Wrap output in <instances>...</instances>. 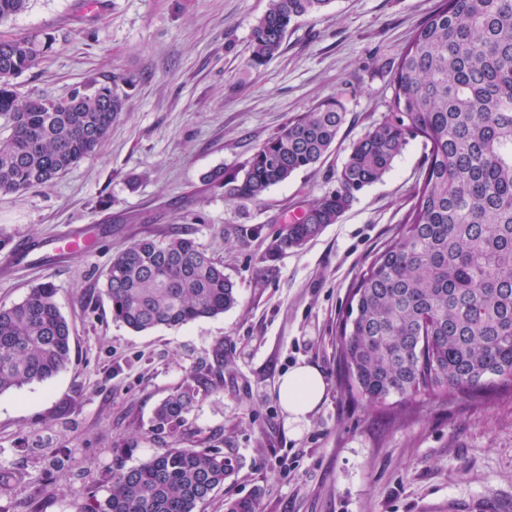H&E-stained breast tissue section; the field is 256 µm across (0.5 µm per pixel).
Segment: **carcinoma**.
I'll return each mask as SVG.
<instances>
[{"instance_id": "1", "label": "carcinoma", "mask_w": 512, "mask_h": 512, "mask_svg": "<svg viewBox=\"0 0 512 512\" xmlns=\"http://www.w3.org/2000/svg\"><path fill=\"white\" fill-rule=\"evenodd\" d=\"M332 0H268L251 34L248 66L282 47L290 25ZM29 0H0V22ZM49 42L0 40V192L44 185L93 154L124 111L114 86L67 97L23 99L13 80ZM388 112L350 146L336 189L304 202L269 242L266 257L301 248L339 221L357 193L381 180L409 141L421 138L422 182L406 223L351 289L339 357L347 391L372 404L391 397L512 396V0H440L392 72ZM346 112L324 101L255 149L230 178L205 176L225 195L257 202L292 174L319 164ZM112 319L136 332L222 314L238 303L224 266L185 234L138 239L105 273ZM43 282L0 305V392L44 381L70 360V327ZM199 389L179 387L154 414V430L177 433ZM234 471L210 445L172 446L141 465L108 472L109 495L91 512H198ZM257 512V497L226 504Z\"/></svg>"}]
</instances>
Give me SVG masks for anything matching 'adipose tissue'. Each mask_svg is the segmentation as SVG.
<instances>
[{"label":"adipose tissue","instance_id":"1","mask_svg":"<svg viewBox=\"0 0 512 512\" xmlns=\"http://www.w3.org/2000/svg\"><path fill=\"white\" fill-rule=\"evenodd\" d=\"M326 380L314 364L302 361L283 372L277 381V394L289 426L307 423L308 417L323 403Z\"/></svg>","mask_w":512,"mask_h":512}]
</instances>
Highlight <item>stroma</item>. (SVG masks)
I'll return each instance as SVG.
<instances>
[{"mask_svg":"<svg viewBox=\"0 0 512 512\" xmlns=\"http://www.w3.org/2000/svg\"><path fill=\"white\" fill-rule=\"evenodd\" d=\"M438 0H332L291 26L279 55L249 68L267 0H30L0 39L32 34L50 49L20 75L21 95L64 96L115 83L125 111L90 157L53 183L0 193L12 245L90 230L87 253L45 252L0 274V304L49 281L70 325L71 359L53 377L0 393V512H76L104 501L107 469L140 465L171 445L221 448L235 471L200 512L257 496L258 512H448L452 499L512 512V397L395 399L371 405L343 387L339 323L371 256L404 223L427 151L411 140L391 171L337 223L276 259L263 254L303 202L335 189L351 143L387 111L391 75ZM345 113L335 147L256 203L206 182L233 174L288 121L326 100ZM186 234L223 264L239 304L177 327L136 332L113 321L104 274L134 240ZM307 361L327 394L300 432L276 384ZM199 400L178 435L153 429L176 388Z\"/></svg>","mask_w":512,"mask_h":512,"instance_id":"1","label":"stroma"}]
</instances>
